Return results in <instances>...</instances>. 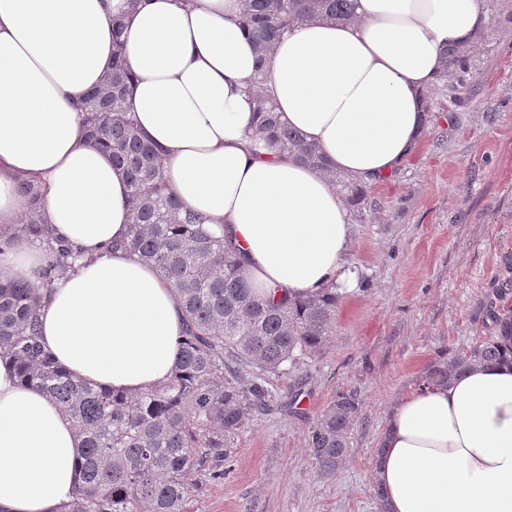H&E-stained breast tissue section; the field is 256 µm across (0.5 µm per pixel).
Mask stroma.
<instances>
[{
	"label": "stroma",
	"instance_id": "1",
	"mask_svg": "<svg viewBox=\"0 0 512 512\" xmlns=\"http://www.w3.org/2000/svg\"><path fill=\"white\" fill-rule=\"evenodd\" d=\"M485 7L490 25L429 92L418 150L368 188L349 253L357 284L337 300L332 339L267 380L295 405L258 416L229 476L199 485L184 512H379L375 450L391 402L439 353L496 335L494 313L512 308V0ZM349 390L360 417L345 461L324 479L308 430Z\"/></svg>",
	"mask_w": 512,
	"mask_h": 512
}]
</instances>
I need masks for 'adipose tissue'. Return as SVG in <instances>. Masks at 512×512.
<instances>
[{"instance_id": "adipose-tissue-1", "label": "adipose tissue", "mask_w": 512, "mask_h": 512, "mask_svg": "<svg viewBox=\"0 0 512 512\" xmlns=\"http://www.w3.org/2000/svg\"><path fill=\"white\" fill-rule=\"evenodd\" d=\"M351 23L295 24L267 61L282 120L329 170L255 148V56L241 0H0V225L18 223L20 180L42 179L56 236L84 257L39 313L41 342L73 376L136 392L169 376L182 335L173 288L120 249L127 184L83 144L74 100L112 61L124 23L140 131L187 209L229 237L265 297L354 287L348 204L336 176L399 172L426 128L442 52L490 22L483 0H357ZM45 251L0 248V282H39ZM373 480L382 512H512V356L397 397ZM71 420L0 361V512H54L77 481Z\"/></svg>"}]
</instances>
